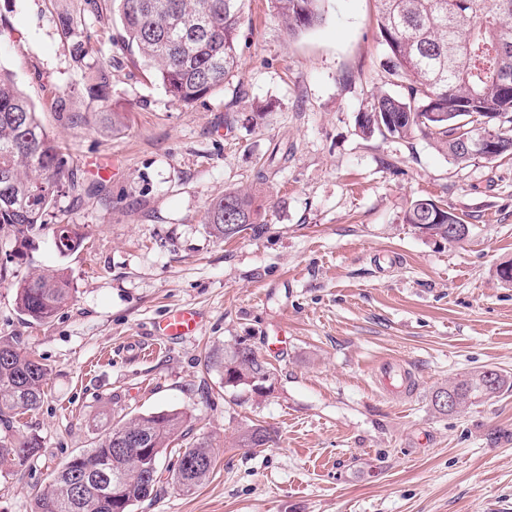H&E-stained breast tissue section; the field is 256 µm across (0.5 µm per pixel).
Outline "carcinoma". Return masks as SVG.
<instances>
[{
    "instance_id": "carcinoma-1",
    "label": "carcinoma",
    "mask_w": 512,
    "mask_h": 512,
    "mask_svg": "<svg viewBox=\"0 0 512 512\" xmlns=\"http://www.w3.org/2000/svg\"><path fill=\"white\" fill-rule=\"evenodd\" d=\"M124 47L137 52L177 104L190 105L224 86L240 62V34L246 0H119ZM288 34L298 35L324 20V0H269ZM376 24L389 53L390 74L406 94L374 96L358 118L369 138L403 140L414 133L465 163L480 157L493 162L512 158V0H377ZM89 93L102 109L104 128L112 131L123 116L112 111L108 76L100 74ZM79 189L68 154L41 124L34 105L11 74L0 68V233L10 241L16 264L28 261L33 236L54 223V244L66 255L83 236L75 224H61L58 199ZM258 209L252 194L226 191L207 206L205 224L224 240L253 228ZM458 216L430 198L412 200L407 224L443 241ZM65 268L30 274L17 281L15 306L33 324L51 322L73 299ZM229 387L261 391L268 363L242 342L210 359ZM48 367L16 342L0 341V466L24 467L36 456L40 440L22 431L19 416L44 398ZM512 387V378L495 372L493 381L479 371L448 384L442 393L457 397L455 411L475 400L493 398ZM191 416L177 409L141 415L115 424L92 448L73 455L53 474L35 500L33 512H131L162 480L161 458L187 457L197 466L168 469V479L190 493L213 468V448L202 437L174 448V436ZM271 430L254 424L240 435V446L258 448ZM100 466L111 475L108 493L81 486L84 468Z\"/></svg>"
}]
</instances>
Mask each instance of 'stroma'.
Wrapping results in <instances>:
<instances>
[{"label": "stroma", "mask_w": 512, "mask_h": 512, "mask_svg": "<svg viewBox=\"0 0 512 512\" xmlns=\"http://www.w3.org/2000/svg\"><path fill=\"white\" fill-rule=\"evenodd\" d=\"M375 0H326L288 37L268 0H247L241 65L185 107L124 48L117 0H0V68L34 104L86 191L65 197L83 246L34 238V266L69 268L71 304L32 325L14 303L0 240V340L48 365L22 416L41 448L0 469V512H32L53 471L102 426L166 409L193 419L175 445L215 452L194 492L163 483L133 512H512V390L459 413L435 393L462 375L512 376V159L460 164L421 137H361L357 118L399 93ZM74 20L64 33L60 19ZM107 74L122 127L93 122L86 84ZM227 190L254 192L262 224L219 241L204 222ZM428 197L470 226L450 244L405 224ZM198 311L195 336L154 326ZM269 362L262 393L209 366L238 340ZM407 372L389 393L382 370ZM259 423L277 435L243 448Z\"/></svg>", "instance_id": "1"}]
</instances>
